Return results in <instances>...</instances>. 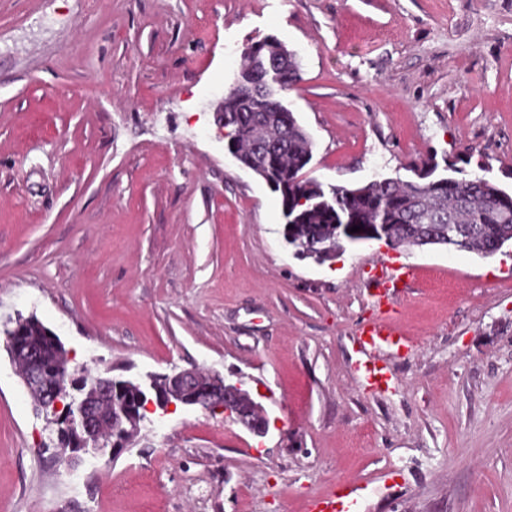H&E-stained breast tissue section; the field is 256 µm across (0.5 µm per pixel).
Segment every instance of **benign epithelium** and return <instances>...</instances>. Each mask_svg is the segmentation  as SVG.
Masks as SVG:
<instances>
[{
  "label": "benign epithelium",
  "mask_w": 512,
  "mask_h": 512,
  "mask_svg": "<svg viewBox=\"0 0 512 512\" xmlns=\"http://www.w3.org/2000/svg\"><path fill=\"white\" fill-rule=\"evenodd\" d=\"M42 331L52 354L49 357L34 350L25 341L29 328ZM17 339L9 343L10 357L19 369L27 391L41 399L55 398V412L63 420L78 422L80 436L73 447L85 448L96 443L109 429L101 420V410L109 409L111 421L122 424L123 439L110 444L112 456L127 449L131 439L142 428L138 410L167 412L177 406L203 411L220 410L249 432L264 436L269 419L263 405L242 388L218 373L204 374L194 368L151 374L145 380H132L111 375L107 368L95 376L76 373L73 358L58 336L32 317L20 319ZM73 395L76 408L65 407L58 398Z\"/></svg>",
  "instance_id": "1"
}]
</instances>
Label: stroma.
<instances>
[{
	"label": "stroma",
	"mask_w": 512,
	"mask_h": 512,
	"mask_svg": "<svg viewBox=\"0 0 512 512\" xmlns=\"http://www.w3.org/2000/svg\"><path fill=\"white\" fill-rule=\"evenodd\" d=\"M275 38L300 79L306 177L512 189V0H0V325L36 315L75 364L241 381L257 436L180 407L70 466L0 336V512H512V248L382 241L296 257L280 198L225 149L224 94ZM421 274L411 338L365 391L352 338L374 266ZM363 487L352 483L339 484L313 505V512H358Z\"/></svg>",
	"instance_id": "stroma-1"
}]
</instances>
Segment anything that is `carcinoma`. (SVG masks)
<instances>
[{
	"instance_id": "obj_1",
	"label": "carcinoma",
	"mask_w": 512,
	"mask_h": 512,
	"mask_svg": "<svg viewBox=\"0 0 512 512\" xmlns=\"http://www.w3.org/2000/svg\"><path fill=\"white\" fill-rule=\"evenodd\" d=\"M266 52L281 57V80L261 97H244L230 87L224 94V114L233 116V122L224 125V139L262 166L275 183L288 244L298 243L312 255L329 242L333 224L359 227L356 239L366 237L375 224H387L410 246L433 238L482 257L512 243V192L485 177L432 179L427 173V182L384 178L367 188L334 185L322 195L313 193L321 182L303 176L312 158L311 137L276 98L277 91L299 80V66L295 54L279 41L251 45L244 51L243 65L252 63L253 54ZM304 192L312 193L311 199L299 205Z\"/></svg>"
}]
</instances>
